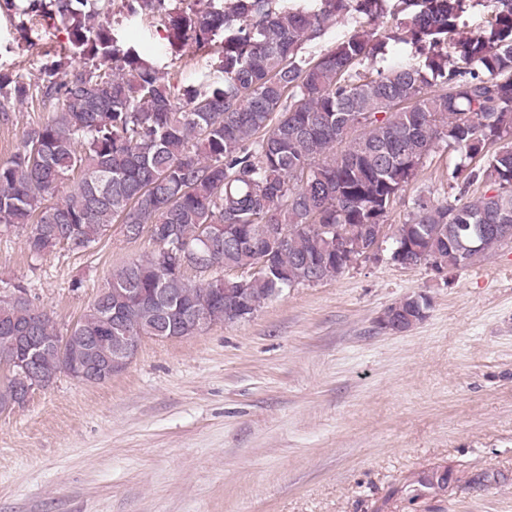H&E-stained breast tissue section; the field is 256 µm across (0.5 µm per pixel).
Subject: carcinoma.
I'll list each match as a JSON object with an SVG mask.
<instances>
[{"label": "carcinoma", "instance_id": "cac0c4a2", "mask_svg": "<svg viewBox=\"0 0 512 512\" xmlns=\"http://www.w3.org/2000/svg\"><path fill=\"white\" fill-rule=\"evenodd\" d=\"M112 2L4 0L59 21L72 55L33 79L0 70L1 100L35 98L50 112L0 162V226L30 227L25 245L35 257L62 246L85 252L114 224L132 240L151 228L157 245L114 270L109 304L93 301L64 334L29 299L0 297V336L34 328L44 376L82 364L86 335L106 358L164 323L192 336L189 317L236 322L245 301L253 312L286 289L335 279L349 264L332 243L365 254L440 142L462 154L448 173L458 194L415 199L391 236L390 259L457 269L512 240V0H487L476 31L465 17L481 0H205L203 9L124 0L128 16L165 26L172 51L212 56L222 81L191 85L172 83L98 21ZM331 24L352 32L317 58L301 54ZM390 44L410 51L384 68L378 58ZM477 182L492 193L464 199ZM226 224L243 244H228ZM196 252L215 267L207 278L175 262ZM261 261L264 274L224 292V269ZM159 289L174 303L165 318L150 304ZM429 306L410 295L388 311L420 321ZM18 385L1 372L0 402ZM449 478L435 483L421 470L407 488L423 499Z\"/></svg>", "mask_w": 512, "mask_h": 512}]
</instances>
